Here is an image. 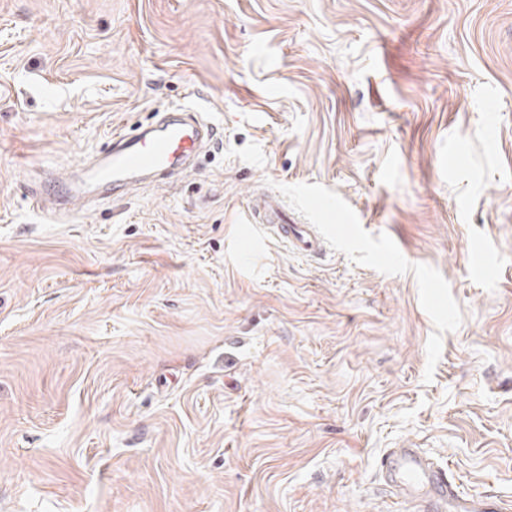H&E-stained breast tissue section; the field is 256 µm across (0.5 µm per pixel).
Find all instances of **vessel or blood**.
Returning a JSON list of instances; mask_svg holds the SVG:
<instances>
[{
    "label": "vessel or blood",
    "mask_w": 512,
    "mask_h": 512,
    "mask_svg": "<svg viewBox=\"0 0 512 512\" xmlns=\"http://www.w3.org/2000/svg\"><path fill=\"white\" fill-rule=\"evenodd\" d=\"M213 133L211 124L199 114L183 109L165 113L138 136L114 132L110 149L100 155L95 171L103 195L127 193L147 171L164 179L172 177L178 173L180 161L196 153L203 137ZM251 214L256 222L275 225L278 236L295 250L321 252L322 240L313 225L289 223L277 196H255ZM384 465L390 481L405 495L450 505L451 512H500L495 503L477 501L457 491L446 470L434 465L421 449H390Z\"/></svg>",
    "instance_id": "vessel-or-blood-1"
}]
</instances>
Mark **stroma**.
I'll use <instances>...</instances> for the list:
<instances>
[{
  "label": "stroma",
  "instance_id": "35a3bbf8",
  "mask_svg": "<svg viewBox=\"0 0 512 512\" xmlns=\"http://www.w3.org/2000/svg\"><path fill=\"white\" fill-rule=\"evenodd\" d=\"M391 448L512 512V0H0V512H416ZM214 128L198 113L178 109L165 113L154 125L130 137L112 134L110 150L100 156L95 177L103 190L99 196L127 193L138 177L152 171L162 179L179 173V162L197 152L204 135L212 138ZM251 214L260 224H276L278 236L298 252L317 254L323 245L313 224H288V214L277 196L257 195L252 200Z\"/></svg>",
  "mask_w": 512,
  "mask_h": 512
}]
</instances>
